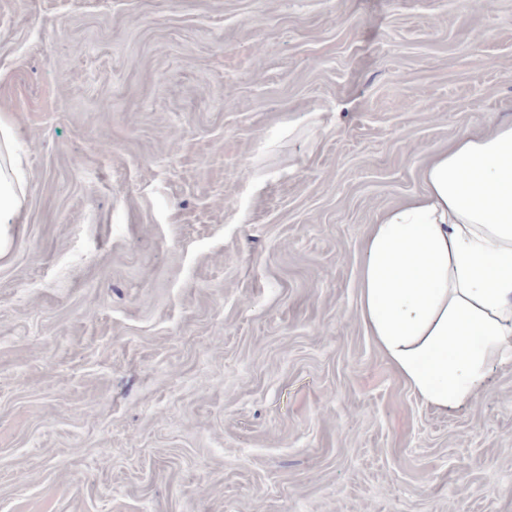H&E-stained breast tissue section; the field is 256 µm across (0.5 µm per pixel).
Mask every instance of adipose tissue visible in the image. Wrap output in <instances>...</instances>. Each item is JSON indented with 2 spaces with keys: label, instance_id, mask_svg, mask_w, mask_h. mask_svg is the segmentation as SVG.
Returning a JSON list of instances; mask_svg holds the SVG:
<instances>
[{
  "label": "adipose tissue",
  "instance_id": "adipose-tissue-1",
  "mask_svg": "<svg viewBox=\"0 0 512 512\" xmlns=\"http://www.w3.org/2000/svg\"><path fill=\"white\" fill-rule=\"evenodd\" d=\"M14 143L0 120V257L27 195ZM423 180L371 228L360 314L412 391L445 412L479 396L491 358L512 361V123L460 133Z\"/></svg>",
  "mask_w": 512,
  "mask_h": 512
}]
</instances>
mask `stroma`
<instances>
[{"mask_svg": "<svg viewBox=\"0 0 512 512\" xmlns=\"http://www.w3.org/2000/svg\"><path fill=\"white\" fill-rule=\"evenodd\" d=\"M0 117V512H512V362L442 413L360 316L512 0H0ZM15 132L0 120V257L14 244L13 228L19 224L28 186L27 173L14 157Z\"/></svg>", "mask_w": 512, "mask_h": 512, "instance_id": "stroma-1", "label": "stroma"}]
</instances>
